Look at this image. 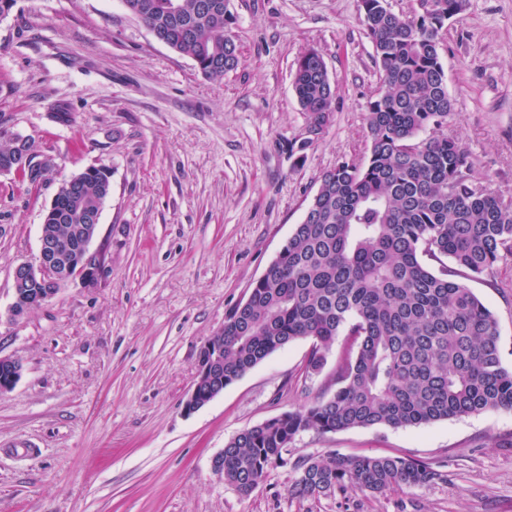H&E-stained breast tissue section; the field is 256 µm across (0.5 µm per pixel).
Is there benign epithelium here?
<instances>
[{"label": "benign epithelium", "instance_id": "obj_1", "mask_svg": "<svg viewBox=\"0 0 512 512\" xmlns=\"http://www.w3.org/2000/svg\"><path fill=\"white\" fill-rule=\"evenodd\" d=\"M92 238L82 235V247L70 255L65 263L59 260L62 249V239L50 233H41L40 248L35 263H21L13 272V289L35 288V300L22 308L11 304L10 318L16 320L24 316L29 310L42 305L53 298L58 290L78 279L84 285H95L104 273L102 255L90 251ZM224 346L211 338L200 350L192 390L185 402V410L194 412L222 393L214 388L217 362L220 359ZM0 365L9 368L12 374L6 381H0V394L10 391L18 380L19 366L11 358H0Z\"/></svg>", "mask_w": 512, "mask_h": 512}]
</instances>
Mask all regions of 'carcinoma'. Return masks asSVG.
Listing matches in <instances>:
<instances>
[{
  "label": "carcinoma",
  "mask_w": 512,
  "mask_h": 512,
  "mask_svg": "<svg viewBox=\"0 0 512 512\" xmlns=\"http://www.w3.org/2000/svg\"><path fill=\"white\" fill-rule=\"evenodd\" d=\"M227 0H123L154 38L190 57L210 80L239 64L224 34ZM427 15L395 13L389 0H360L381 70L366 117L367 160L323 173L302 221L224 320V385L274 352L310 341L306 374L318 373L338 340L336 391L318 395L224 446V482L250 495L302 432L412 427L512 410V369L503 366L495 314L460 279H476L512 254V201L482 188L460 142L440 129L453 112L441 62L443 32L465 0H433ZM292 90L313 128L333 112L336 88L314 50L296 62ZM34 151L16 137L0 162ZM62 183L46 223L66 237L102 209L109 171ZM451 264H446L445 260ZM297 498L372 496L444 479L424 461L334 453L294 464Z\"/></svg>",
  "instance_id": "1"
}]
</instances>
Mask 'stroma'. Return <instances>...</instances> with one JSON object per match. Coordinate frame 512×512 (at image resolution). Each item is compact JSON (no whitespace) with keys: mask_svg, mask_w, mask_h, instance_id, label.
<instances>
[{"mask_svg":"<svg viewBox=\"0 0 512 512\" xmlns=\"http://www.w3.org/2000/svg\"><path fill=\"white\" fill-rule=\"evenodd\" d=\"M228 10L241 62L220 80L121 0H16L0 21V127L54 164L36 184L0 173V357L22 365L0 395V512H512V411L306 431L247 497L214 471L238 432L336 389L338 349L309 375L300 340L184 410L201 348L276 258L322 174L367 158L380 83L358 0ZM311 50L336 86L318 131L291 87ZM441 61L454 103L445 134L488 192L512 199V0H466ZM90 166L111 171L92 243L104 276L10 320L13 271L36 261L46 207L61 179ZM468 286L497 316L512 368V255ZM335 452L421 459L446 479L377 497L290 496L293 461Z\"/></svg>","mask_w":512,"mask_h":512,"instance_id":"obj_1","label":"stroma"}]
</instances>
